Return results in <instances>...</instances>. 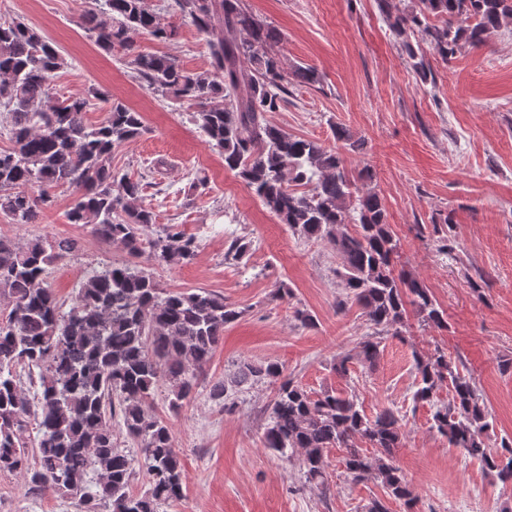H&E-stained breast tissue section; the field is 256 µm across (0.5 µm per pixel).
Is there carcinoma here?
Returning a JSON list of instances; mask_svg holds the SVG:
<instances>
[{
    "mask_svg": "<svg viewBox=\"0 0 512 512\" xmlns=\"http://www.w3.org/2000/svg\"><path fill=\"white\" fill-rule=\"evenodd\" d=\"M178 6L183 23L205 40L209 71H187L171 55L134 51V33L176 35L160 25L150 0H104L103 8L84 11L78 24L102 50L131 53L130 65L147 87L193 104L194 122L224 155V168L240 177L279 223L335 248L336 277L346 301L375 329L358 343L355 355L336 357V374L348 375L354 358L369 368L376 365L380 332L404 327L409 306L423 324L443 327L444 311L429 288L395 273L399 242L382 199L373 188L362 193L358 187L373 182L375 172L367 165L355 173L346 167V153L361 150L362 141L340 125L332 129L329 146L269 124L267 114L287 93L280 57L265 50L280 42V34L239 0H178ZM378 8L396 35L418 33L444 61L512 24V0H412L403 9L378 0ZM402 46L427 78L421 48L407 40ZM64 64L40 31L21 21H0V103L11 111V146L0 149V213L16 224H35L50 190L74 187L78 196L68 212L70 223L91 225L100 240L121 246L131 258L149 251L169 264L193 261L196 240L175 224L150 236L155 217L143 204V184L112 170V153L145 133L142 114L114 102L106 121L88 124L89 98L54 96L51 78ZM292 75L300 84L320 82L310 66H297ZM453 228L447 216L432 225L446 253L454 250ZM76 247L70 238L20 246L0 237V301H6L0 307V472L19 473L33 488L79 493L83 512H98L99 502L109 512H158L161 504L181 499L184 472L171 426L155 414L150 399L166 383L169 409L182 408L224 327L241 311L204 288L164 292L130 263L88 275L64 311L46 275ZM19 366L38 369L34 400L20 389ZM415 366L414 399L434 407L432 427L448 446L512 485V438L500 440V451L488 450L491 412L471 379L438 348L416 356ZM234 383L276 386L266 406L262 443L288 460L298 456L306 482L321 493L328 491V450L344 448L348 481L374 480L396 500L407 505L415 500L394 459L404 438L399 411L389 407L369 417L352 396L312 395L276 361L242 363ZM444 386L446 403L436 397ZM117 412L141 450L138 462L114 441L110 421ZM31 419L38 434L34 468L26 441ZM359 441L376 453L366 454ZM138 468L147 484L141 494L131 491Z\"/></svg>",
    "mask_w": 512,
    "mask_h": 512,
    "instance_id": "1",
    "label": "carcinoma"
}]
</instances>
